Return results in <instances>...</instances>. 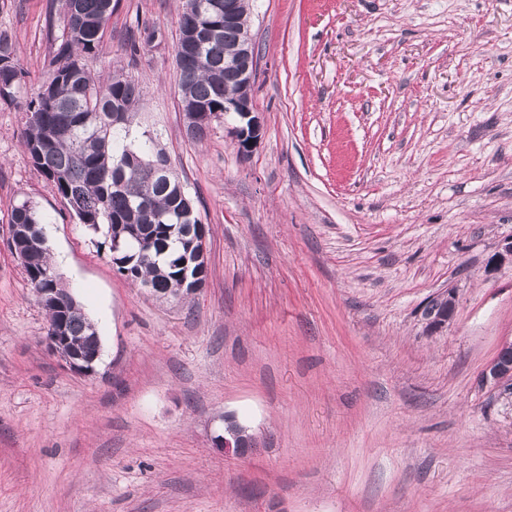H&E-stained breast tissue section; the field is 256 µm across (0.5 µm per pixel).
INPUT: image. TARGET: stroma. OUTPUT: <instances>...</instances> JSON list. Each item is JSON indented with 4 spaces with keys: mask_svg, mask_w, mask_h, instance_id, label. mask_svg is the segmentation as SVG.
<instances>
[{
    "mask_svg": "<svg viewBox=\"0 0 512 512\" xmlns=\"http://www.w3.org/2000/svg\"><path fill=\"white\" fill-rule=\"evenodd\" d=\"M182 0H112L87 66L142 95L210 230L204 290L176 304L113 268L22 145L62 0H0L27 78L0 100V512H512V396L483 369L512 341V0H254L262 135L185 131ZM163 41L136 59L138 22ZM34 204L97 328L65 368L11 251ZM456 293L428 332L422 305ZM234 418L255 439L224 455Z\"/></svg>",
    "mask_w": 512,
    "mask_h": 512,
    "instance_id": "1",
    "label": "stroma"
}]
</instances>
